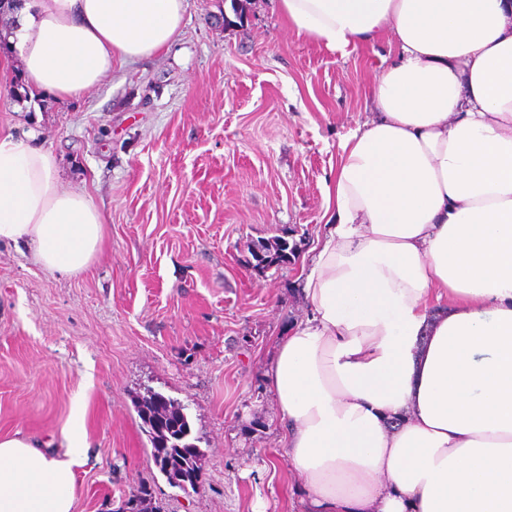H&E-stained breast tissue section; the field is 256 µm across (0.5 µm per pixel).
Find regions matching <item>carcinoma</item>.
<instances>
[{"instance_id":"1","label":"carcinoma","mask_w":512,"mask_h":512,"mask_svg":"<svg viewBox=\"0 0 512 512\" xmlns=\"http://www.w3.org/2000/svg\"><path fill=\"white\" fill-rule=\"evenodd\" d=\"M297 250L289 241L288 230L273 242H261L250 248L253 267L262 270L274 264H286ZM135 407L145 425V432L152 448L155 465L170 484L182 488H196L200 479V450L191 438V427L184 407L173 399L150 389L138 397ZM129 509L119 512H161L155 502L151 487L142 483L126 501Z\"/></svg>"}]
</instances>
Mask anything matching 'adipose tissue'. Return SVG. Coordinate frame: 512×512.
Masks as SVG:
<instances>
[{
  "mask_svg": "<svg viewBox=\"0 0 512 512\" xmlns=\"http://www.w3.org/2000/svg\"><path fill=\"white\" fill-rule=\"evenodd\" d=\"M186 0H13L30 94L76 98L180 35ZM336 51L390 31L376 114L339 146L311 314L267 391L302 512H512V0H278ZM77 274L103 217L57 156L0 134V243ZM0 439V512H73L79 425Z\"/></svg>",
  "mask_w": 512,
  "mask_h": 512,
  "instance_id": "1",
  "label": "adipose tissue"
}]
</instances>
